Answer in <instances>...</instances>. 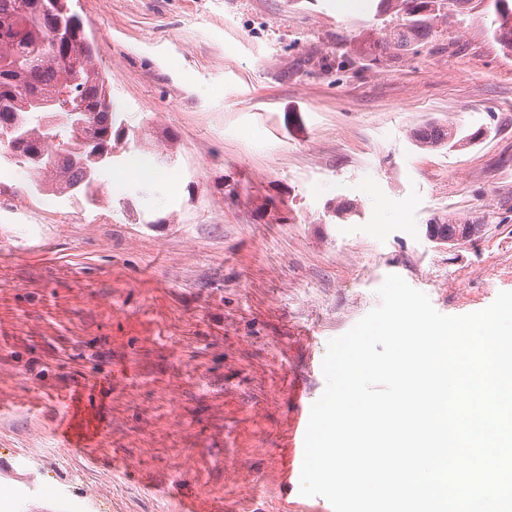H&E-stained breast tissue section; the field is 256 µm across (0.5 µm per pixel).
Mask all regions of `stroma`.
<instances>
[{"label":"stroma","mask_w":512,"mask_h":512,"mask_svg":"<svg viewBox=\"0 0 512 512\" xmlns=\"http://www.w3.org/2000/svg\"><path fill=\"white\" fill-rule=\"evenodd\" d=\"M73 0L116 116L96 204L0 174V512H333L282 473L329 340L397 274L512 291V53L379 0ZM460 135L425 149L415 130ZM152 180L117 182L133 156ZM478 224L438 244L430 224ZM401 2L406 4L402 8L405 17L401 27L394 30L390 38L389 45L393 47H402L420 41L423 31L430 27L432 19L430 15H422L421 13L429 8L430 3L436 1L403 0ZM475 133L466 137H458L453 128L429 126L416 130L413 133V138L422 147L442 148L448 146L451 149L462 147L464 143H470L471 140H474Z\"/></svg>","instance_id":"obj_1"}]
</instances>
